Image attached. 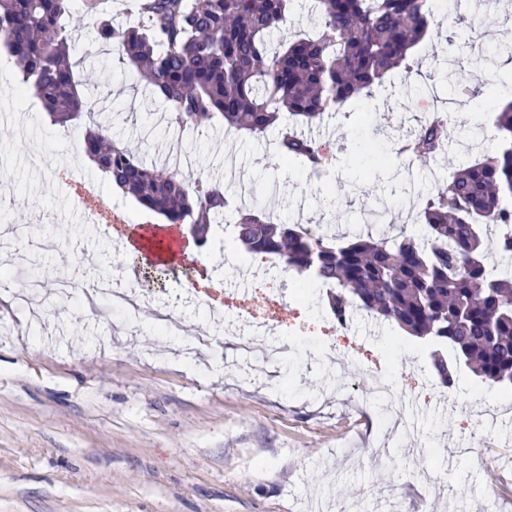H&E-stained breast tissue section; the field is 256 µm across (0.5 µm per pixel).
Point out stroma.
<instances>
[{
	"instance_id": "1",
	"label": "stroma",
	"mask_w": 512,
	"mask_h": 512,
	"mask_svg": "<svg viewBox=\"0 0 512 512\" xmlns=\"http://www.w3.org/2000/svg\"><path fill=\"white\" fill-rule=\"evenodd\" d=\"M470 12L477 21L457 30L456 49L424 40L413 52L418 75L394 72L321 123L331 137L318 172L273 160L274 131L259 142L221 128L172 142L167 106L79 11L71 46L86 96L110 108L123 142L147 162L164 165L175 144L188 174L215 180L229 161L243 186L238 204L260 194L289 223L378 235L393 224L419 230L428 195L462 162L498 150L496 136H473L460 114L512 102V78L487 64L512 27V0H447L436 17L444 27ZM460 68L477 94L453 101ZM17 88L15 67L0 63V202L35 232L0 237V263L16 271L14 295L40 260L48 275L38 301L0 307V512H512V390L462 365L446 391L428 366V343L366 314L340 327L314 295L279 292L281 268H266L268 284L257 288L236 254L223 258L224 321L250 312L272 341L284 329L296 336L269 364L249 361L223 327L212 349L194 347L190 314L174 341L148 326L153 309L121 323L102 308L91 323L77 302L58 300L59 282L128 270L124 241L162 219L73 153L82 128L51 125L41 100L30 92L17 102ZM443 109L455 129L443 152L397 154L403 135ZM89 181L111 217L107 258L105 240L83 229ZM323 346L338 365L323 360ZM374 371L392 376L395 400L411 402L406 432L364 399Z\"/></svg>"
}]
</instances>
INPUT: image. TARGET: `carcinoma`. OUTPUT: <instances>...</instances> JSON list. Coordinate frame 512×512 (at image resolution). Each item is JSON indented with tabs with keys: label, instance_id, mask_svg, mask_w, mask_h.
I'll return each mask as SVG.
<instances>
[{
	"label": "carcinoma",
	"instance_id": "carcinoma-1",
	"mask_svg": "<svg viewBox=\"0 0 512 512\" xmlns=\"http://www.w3.org/2000/svg\"><path fill=\"white\" fill-rule=\"evenodd\" d=\"M72 2L0 0V47L16 60L20 88L33 89L60 127L91 116L82 146L95 168L124 196L205 247L232 192L221 182L194 184L177 169H157L117 139L111 123L95 119L101 102L80 91L70 52ZM81 2L98 19L99 39L136 69L180 131L219 124L258 139L290 116L321 123L350 98L370 95L439 28L429 0H309L320 35L272 49L269 35L286 22L292 0H140L146 22L137 26L104 19L105 0ZM447 127L445 113L421 123L414 155L441 153ZM495 130L500 151L462 164L427 199L420 238L403 228L390 238L315 237L263 208L239 206L234 242L293 270L299 291L307 276L322 279L340 325L357 308L429 342L430 364L444 387L454 386L460 363L485 381L512 387V269L494 267L483 247L492 226L496 248L512 256V102L497 111ZM279 145L287 163L313 170L324 163L312 139L285 134Z\"/></svg>",
	"mask_w": 512,
	"mask_h": 512
}]
</instances>
